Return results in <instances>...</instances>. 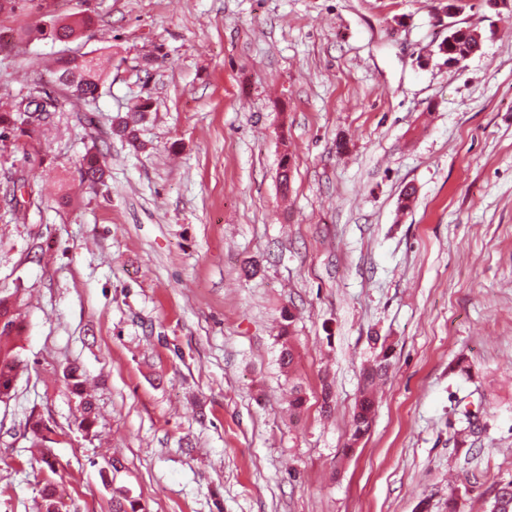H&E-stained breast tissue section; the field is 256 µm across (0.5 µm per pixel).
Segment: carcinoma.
<instances>
[{"instance_id":"obj_1","label":"carcinoma","mask_w":512,"mask_h":512,"mask_svg":"<svg viewBox=\"0 0 512 512\" xmlns=\"http://www.w3.org/2000/svg\"><path fill=\"white\" fill-rule=\"evenodd\" d=\"M91 23V18L73 13L70 15H50L49 25L39 29L42 36L60 42H68L77 38ZM112 61V57L103 59L86 53L79 55H63L56 59L53 72L56 75V85L59 93L50 94L46 91L40 96L50 100L48 108L34 115V111L24 106V100L11 96L0 97V151L6 152L8 145L23 142L32 147L34 153H40V139L37 133L52 122V114L64 111L69 106L73 109L82 104L97 99L104 64ZM152 110L148 99L138 102L131 115L121 119L112 128V133L125 139L133 151L145 148L140 139L138 125L145 119L147 112ZM106 141L96 136L92 137V146L87 149L78 162V172L81 182L89 183L90 188L104 184ZM26 191L27 198L11 204V212L18 222H25L29 209L35 204L37 191L26 182L13 183L12 194ZM294 316L284 314V324L281 331L280 365L284 369H292L294 364V348L292 344ZM22 332V320L17 299L12 294H0V401L11 397L18 372L22 365L19 346L16 340ZM387 371V357L383 356L373 365L363 371V385L356 402L351 429V442L361 439L370 429L375 413L373 386ZM66 377L71 381L73 391L81 397L82 418L79 427L83 431L91 430L92 403L83 396L82 382L74 367L68 368ZM27 426L32 435L31 447L41 449L42 461L49 469H54L52 461L53 449L47 446L51 438L41 415L30 414ZM41 512H74L66 500L56 494L52 483L48 482L41 491ZM112 512H141L138 501L129 497L121 489L112 490ZM489 512H512V480L499 484L496 489Z\"/></svg>"}]
</instances>
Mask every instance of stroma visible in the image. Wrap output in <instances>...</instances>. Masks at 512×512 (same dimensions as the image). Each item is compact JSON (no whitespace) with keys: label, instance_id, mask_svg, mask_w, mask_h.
<instances>
[{"label":"stroma","instance_id":"obj_1","mask_svg":"<svg viewBox=\"0 0 512 512\" xmlns=\"http://www.w3.org/2000/svg\"><path fill=\"white\" fill-rule=\"evenodd\" d=\"M48 9L94 23L18 41ZM48 9L0 12V96L55 90L43 60L62 52L112 67L91 108L55 115L56 166L22 146L0 159V293L18 295L25 363L0 402V512H39L49 481L76 512H110L116 486L145 512H448L452 495L489 512L512 480V0ZM452 24L482 34L458 67ZM147 97L136 154L111 129ZM93 130L110 143L95 190L76 170ZM12 176L42 193L24 224L3 202ZM382 354L354 443L362 369ZM69 367L94 404L88 433ZM33 412L54 467L30 450ZM284 321L286 323L282 326L281 331V350H280V365L283 369H288V373L291 372L294 364V348L292 344V335H293V322L294 316L288 311V314L285 312L283 315ZM386 361L387 357L383 355L379 361L377 360L363 371V385L352 418L351 442L355 443L361 439L371 427L375 413V399L372 389L377 380L386 374Z\"/></svg>","mask_w":512,"mask_h":512}]
</instances>
